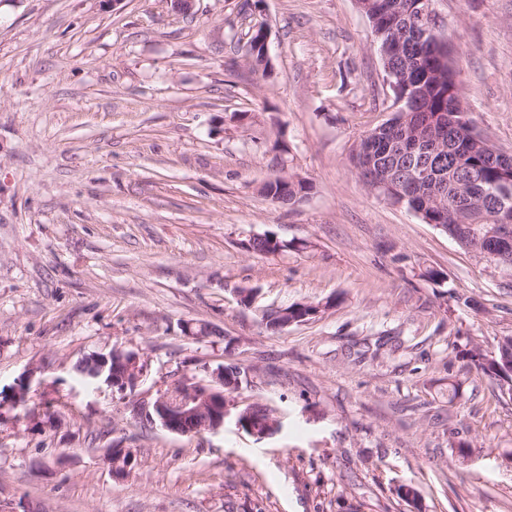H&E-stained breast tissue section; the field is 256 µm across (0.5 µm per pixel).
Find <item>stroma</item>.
<instances>
[{
  "label": "stroma",
  "mask_w": 512,
  "mask_h": 512,
  "mask_svg": "<svg viewBox=\"0 0 512 512\" xmlns=\"http://www.w3.org/2000/svg\"><path fill=\"white\" fill-rule=\"evenodd\" d=\"M432 9L470 117L512 153V0ZM261 22L268 77L247 55ZM392 103L355 0H0V391L27 384L0 408V512H512V398L461 356L512 336V271L363 184L353 154ZM276 173L306 198L261 195ZM251 232L294 247L245 252ZM112 349L148 360L134 396L77 371ZM222 363L277 434L133 418ZM115 441L129 476L104 460Z\"/></svg>",
  "instance_id": "1"
}]
</instances>
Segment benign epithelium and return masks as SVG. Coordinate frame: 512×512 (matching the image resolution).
Listing matches in <instances>:
<instances>
[{"label": "benign epithelium", "mask_w": 512, "mask_h": 512, "mask_svg": "<svg viewBox=\"0 0 512 512\" xmlns=\"http://www.w3.org/2000/svg\"><path fill=\"white\" fill-rule=\"evenodd\" d=\"M420 14L426 22L422 28V37L437 38L436 22L432 10V0H419ZM257 39L254 49L250 51L249 58L260 57L257 69L264 70L270 62L268 51V32L263 26L255 28ZM377 51L383 61L384 69L390 79V86L395 93L393 108H398L407 97L403 89L411 87L408 76L402 74L393 66V61L401 55V45L390 40H381ZM398 144L408 145L407 152L412 153L419 149H435L442 144V138L435 130L429 129L422 134H416L413 139L406 137L398 139ZM409 182L412 186L427 185L431 189V196L438 195L437 188L428 172L419 166L409 171ZM371 190L377 191L389 201L401 205L411 198L409 191L403 186L390 181H369ZM498 212L499 235L505 239L512 237V194L502 191L489 197ZM91 372L88 376L105 383L121 393L134 392L146 376L148 363L144 357L135 351L112 350L108 354H97L87 359ZM211 382L207 388L202 384L191 382L184 378L175 383L170 389L159 393L151 400H141L132 406L133 418L152 427L179 434L202 436L206 433H215L224 426V421L230 415H235L238 426L253 437H260L257 429L252 427L249 410L240 408L235 393L241 388V380H232L230 388L232 393L224 392V365L209 371ZM107 458L112 465V472L123 475L129 471L134 459L132 451L122 442L110 444Z\"/></svg>", "instance_id": "obj_1"}]
</instances>
